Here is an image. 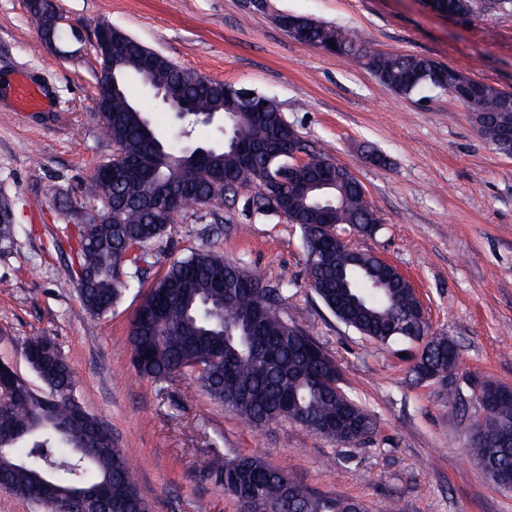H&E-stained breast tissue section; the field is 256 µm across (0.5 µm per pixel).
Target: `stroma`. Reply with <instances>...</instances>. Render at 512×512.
Masks as SVG:
<instances>
[{
  "instance_id": "35a3bbf8",
  "label": "stroma",
  "mask_w": 512,
  "mask_h": 512,
  "mask_svg": "<svg viewBox=\"0 0 512 512\" xmlns=\"http://www.w3.org/2000/svg\"><path fill=\"white\" fill-rule=\"evenodd\" d=\"M468 18L422 0H56L63 39L39 42L26 0H0V77L25 71L48 105L16 111L0 90V197L16 223L0 243V362L34 389L22 355L47 336L68 362L84 410L111 429L154 512H237L207 474L215 455L255 454L317 492L352 497L367 512H512L467 451L477 414L471 380L512 386V156L478 137L470 112L437 91L409 97L367 70L294 39L283 14L340 26L374 51L416 54L512 91V11ZM107 21L183 68L273 98L310 145L362 183L382 218L354 247L381 256L413 284L434 332L460 350L449 403L439 381L411 371L416 344L377 345L323 306L303 280L297 226L249 207L254 189L222 205L179 212L150 247L141 287L103 316L86 313L65 280V204L91 210L82 184L112 159L93 102L94 28ZM212 251L241 263L284 297V312L336 359L343 388L376 415L375 433L345 447L280 420L253 428L179 378L157 383L134 368L128 340L142 288L170 258Z\"/></svg>"
}]
</instances>
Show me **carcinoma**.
<instances>
[{
    "instance_id": "1",
    "label": "carcinoma",
    "mask_w": 512,
    "mask_h": 512,
    "mask_svg": "<svg viewBox=\"0 0 512 512\" xmlns=\"http://www.w3.org/2000/svg\"><path fill=\"white\" fill-rule=\"evenodd\" d=\"M431 7L450 17L474 14V0H432ZM300 21L299 41L365 67L398 95L432 89L454 96L459 83L475 86L476 107L470 112L477 135L506 152L497 134L512 127V105L504 103L507 91L425 56L370 51L341 27L303 17ZM97 29L106 34L113 61L150 59L144 79L183 103L189 118L199 113L235 115L239 87L202 81L106 21ZM118 81L121 91L113 95L108 82H98L94 99L104 111V134L117 147L116 162L128 164V174L121 181H109L93 172L84 182L88 200L112 204L108 223L94 224L88 232L80 223L81 211L71 206L69 223L61 227L65 239H75L66 279L74 280L78 269L89 276L87 288L80 291L87 313H108L127 289L141 282L140 261L146 260L152 243L172 232L180 202H199L216 184L241 189L274 185L288 193V221L299 227L306 250V283L325 308L377 344L424 341L419 362L412 366L416 375L448 366V337L419 319L415 290L375 255L331 237L333 230L359 236L378 231L382 220L361 182L343 166L336 167V187L330 190H305L297 182L280 180L286 176L288 155L263 151L276 137L310 152L314 171L306 181L320 177L317 169L332 166L334 159L283 124V113L272 98L257 95L260 111L230 120V142L198 143L189 149L160 136L140 108L130 111L127 86L123 78ZM134 244L144 251L127 255ZM253 281H258L256 274L218 253L199 251L173 259L142 296L130 323L129 342L139 375L166 383L194 375L191 364L201 363L205 373L194 376L202 390L255 428L286 419L345 446L354 445L353 435L363 440L373 435L376 418L340 386L334 359L282 315L281 288L243 287ZM33 349L42 350L44 361L55 369L41 377L47 393H35L21 383L16 399L0 414L4 489L35 505L44 492L43 507L53 508L58 499L107 484L115 512H151L128 458L104 422L87 414L82 424L62 432L78 406L72 371L47 337L28 338L23 352ZM491 398L494 418L477 416L472 430L491 435L498 423H512V399L494 394ZM468 451L484 470L492 464L512 470L511 449L499 450L493 458L485 443L473 438ZM207 470L224 495L238 504L254 497L273 512L288 498L293 512L365 510L355 498L321 495L295 481L285 488L288 472L275 474L258 455H217Z\"/></svg>"
}]
</instances>
